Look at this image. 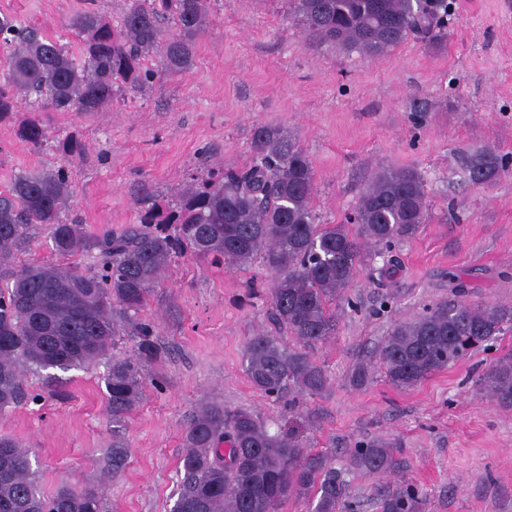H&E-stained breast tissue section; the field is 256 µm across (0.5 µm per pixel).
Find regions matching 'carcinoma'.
<instances>
[{"mask_svg":"<svg viewBox=\"0 0 512 512\" xmlns=\"http://www.w3.org/2000/svg\"><path fill=\"white\" fill-rule=\"evenodd\" d=\"M211 0H126L117 25L95 10L73 20L78 52L72 53L39 28L0 17V119L22 100L34 112L94 114L118 94L141 93L154 81L193 65L197 37L210 22ZM288 16L307 40L367 56L388 53L413 35L430 45L448 27V0H286ZM159 57L160 67L145 64ZM48 129L33 118L20 136L41 144ZM248 165L209 170L183 185L172 205H156L140 223L103 234L67 221L68 172L20 173L0 191V414L28 398L24 372L67 371L108 359L104 380L112 417L131 413L141 400L142 361L157 356L153 326L137 314L175 258L189 253L240 269L262 260L271 274L267 300L274 320L294 339L284 344L267 332L244 350L246 374L268 396L288 395V412L328 386L324 369L308 350L337 333L334 304L346 296L359 269L386 278L396 272L392 246L427 223L424 176L415 168H382L360 194L354 225L321 224L313 201L315 171L288 132L257 126ZM467 179L491 186L506 171L495 154L459 158ZM41 224L55 252L67 259L90 257L93 267L28 263L12 266L27 230ZM175 225L174 231L168 225ZM469 282L448 275L452 298L423 314L394 323L378 350V363H358L350 384L374 382L375 372L392 387L413 388L436 372L491 346L512 328V304L468 303ZM137 355L110 352L121 329ZM499 403L512 405V357L491 363L475 385ZM186 451L173 512H279L291 498L308 512H355L345 474L389 473L396 444L376 440L347 452L345 468L308 451L300 431L270 430L253 412L202 407L184 433ZM0 512H106L96 489L62 484L46 497L32 470L29 449L0 435ZM414 488L383 497L380 512H420Z\"/></svg>","mask_w":512,"mask_h":512,"instance_id":"carcinoma-1","label":"carcinoma"}]
</instances>
